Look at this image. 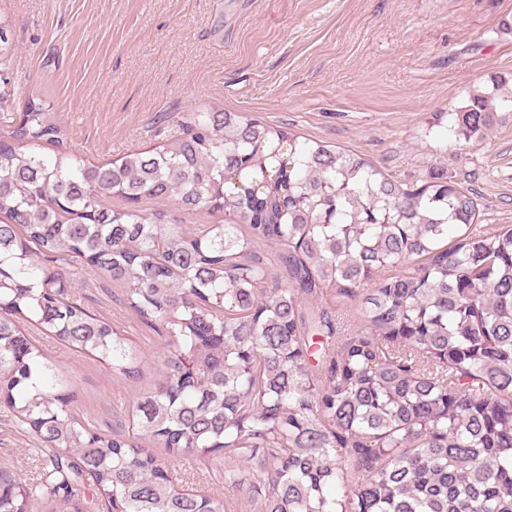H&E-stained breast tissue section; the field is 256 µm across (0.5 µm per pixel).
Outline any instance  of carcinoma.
<instances>
[{
	"label": "carcinoma",
	"instance_id": "cac0c4a2",
	"mask_svg": "<svg viewBox=\"0 0 512 512\" xmlns=\"http://www.w3.org/2000/svg\"><path fill=\"white\" fill-rule=\"evenodd\" d=\"M13 52L0 19V60ZM499 112L512 90L475 91L448 131L483 139ZM178 126L101 165L64 149L37 97L0 127V406L52 450L44 479L64 492L90 482L106 512H223L176 488L149 438L173 459L223 456L224 487L261 492L263 512H512V226L479 223L454 181L399 183L241 112ZM43 141L61 150L44 156ZM144 198L241 223L187 234L137 208ZM262 239L281 247L287 282L270 276ZM66 257L121 283L125 305L169 337L127 433L82 423L20 327L139 372L127 337L63 297ZM326 291L362 305V327L334 349L333 327L320 337L305 316ZM43 486L0 468V512H36Z\"/></svg>",
	"mask_w": 512,
	"mask_h": 512
}]
</instances>
